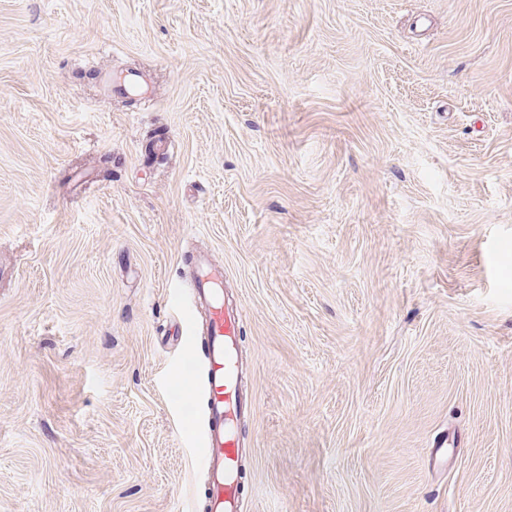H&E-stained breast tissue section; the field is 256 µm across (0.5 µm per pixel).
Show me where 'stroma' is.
<instances>
[{"mask_svg":"<svg viewBox=\"0 0 512 512\" xmlns=\"http://www.w3.org/2000/svg\"><path fill=\"white\" fill-rule=\"evenodd\" d=\"M199 248L245 307L242 512H512V0H0V512L203 484ZM113 91L118 90L121 93L133 95L141 93L145 88H148V82L144 76L135 70H124L122 77L112 84Z\"/></svg>","mask_w":512,"mask_h":512,"instance_id":"stroma-1","label":"stroma"}]
</instances>
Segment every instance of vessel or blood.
<instances>
[{
  "mask_svg": "<svg viewBox=\"0 0 512 512\" xmlns=\"http://www.w3.org/2000/svg\"><path fill=\"white\" fill-rule=\"evenodd\" d=\"M144 76L124 70L114 88L133 95L147 88ZM192 311L177 316L171 331L177 341L200 336L206 346L203 384L206 427L190 444L197 470L207 477L204 487L206 512H239L249 492L246 460L250 455L239 435V425L252 409L244 390L245 369L238 347L243 308L224 289V268L205 253L195 254L186 278Z\"/></svg>",
  "mask_w": 512,
  "mask_h": 512,
  "instance_id": "b4317fda",
  "label": "vessel or blood"
}]
</instances>
